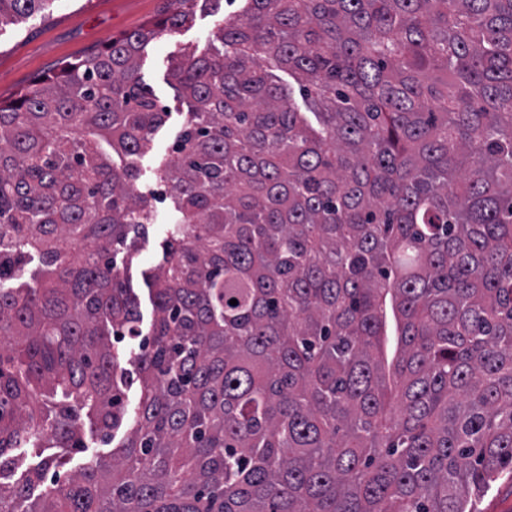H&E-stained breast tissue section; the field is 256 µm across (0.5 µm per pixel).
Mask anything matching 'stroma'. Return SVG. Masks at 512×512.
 I'll return each mask as SVG.
<instances>
[{
    "label": "stroma",
    "mask_w": 512,
    "mask_h": 512,
    "mask_svg": "<svg viewBox=\"0 0 512 512\" xmlns=\"http://www.w3.org/2000/svg\"><path fill=\"white\" fill-rule=\"evenodd\" d=\"M166 7V0H57L52 12L36 25L18 30L9 27L0 33V98L20 92L68 58L104 47L113 38L147 26ZM213 26L210 15L197 14L191 27L155 39L140 57L143 82L169 114L167 124L155 135L150 152L140 161V190L153 184L154 169L170 157L186 117V106L169 82L168 60L172 52L187 45L206 48ZM167 222V214L158 212L129 272L146 320L152 316V306L142 272L160 260L159 244Z\"/></svg>",
    "instance_id": "1"
}]
</instances>
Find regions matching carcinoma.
<instances>
[{"label": "carcinoma", "mask_w": 512, "mask_h": 512, "mask_svg": "<svg viewBox=\"0 0 512 512\" xmlns=\"http://www.w3.org/2000/svg\"><path fill=\"white\" fill-rule=\"evenodd\" d=\"M179 4L0 99V512H476L512 471V0ZM199 9L128 355L169 119L139 59ZM167 222L168 216L164 210L158 211L156 214L155 224H149L148 239L141 243L139 254L134 259L135 261L129 272L131 284L141 300L143 334H146L149 328L152 316V306L148 299V290L144 284L141 272L148 267L155 265L161 259L159 243L164 236L166 229L165 224H167ZM126 429L123 428L115 433L113 440L109 444H104L99 439H91L87 436L83 448L72 449L69 453L68 463L59 469H52L48 473L47 484H53L56 480L62 483L76 471L83 463L84 459L94 455L109 456L112 450L117 448L125 437Z\"/></svg>", "instance_id": "cac0c4a2"}]
</instances>
